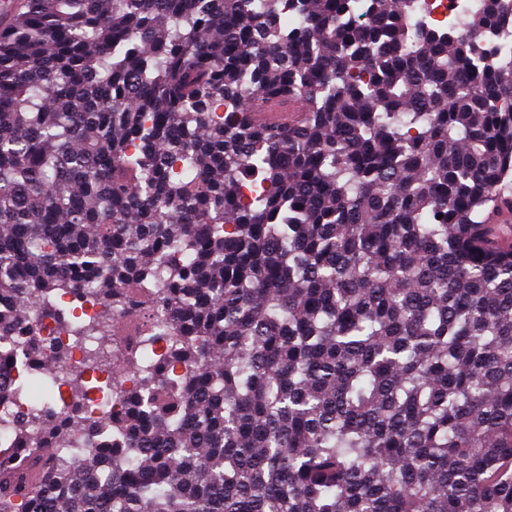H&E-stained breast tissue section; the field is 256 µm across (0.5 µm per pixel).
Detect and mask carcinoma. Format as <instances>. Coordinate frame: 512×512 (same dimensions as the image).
Segmentation results:
<instances>
[{"instance_id": "1", "label": "carcinoma", "mask_w": 512, "mask_h": 512, "mask_svg": "<svg viewBox=\"0 0 512 512\" xmlns=\"http://www.w3.org/2000/svg\"><path fill=\"white\" fill-rule=\"evenodd\" d=\"M424 11L22 0L0 336L98 345L0 449V512H512V58L475 46L512 0L469 35ZM142 313L160 355L105 348Z\"/></svg>"}]
</instances>
